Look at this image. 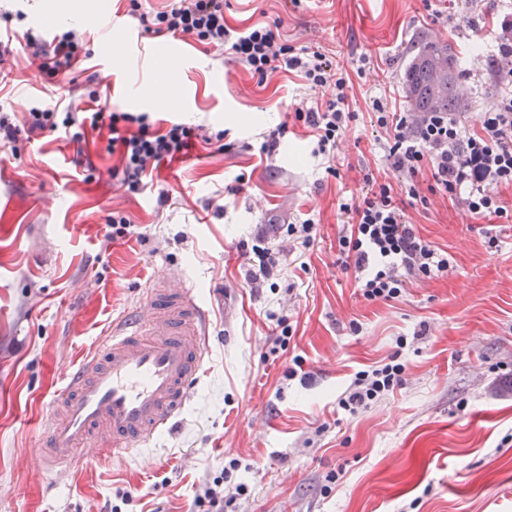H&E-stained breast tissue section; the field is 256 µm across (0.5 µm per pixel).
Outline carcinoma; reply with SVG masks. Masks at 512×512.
<instances>
[{
    "label": "carcinoma",
    "instance_id": "carcinoma-1",
    "mask_svg": "<svg viewBox=\"0 0 512 512\" xmlns=\"http://www.w3.org/2000/svg\"><path fill=\"white\" fill-rule=\"evenodd\" d=\"M413 60L406 71L411 105L418 112H456V57L451 43L439 37L421 35L409 47Z\"/></svg>",
    "mask_w": 512,
    "mask_h": 512
}]
</instances>
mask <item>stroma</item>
I'll list each match as a JSON object with an SVG mask.
<instances>
[{
    "label": "stroma",
    "instance_id": "stroma-1",
    "mask_svg": "<svg viewBox=\"0 0 512 512\" xmlns=\"http://www.w3.org/2000/svg\"><path fill=\"white\" fill-rule=\"evenodd\" d=\"M15 2L0 0V28L76 30L86 65L49 82L16 40L14 65L0 74V111H63L93 66L108 65L126 93L110 111L162 120L145 94L164 77L180 92L176 121L224 140L194 142L191 159L109 197L75 166L77 148L61 132L0 146V165L15 174L0 182V512H198L203 485L234 458L232 481L246 490L224 512H512V223L438 194L429 209H409L453 267L390 302L365 300L337 262L347 222L339 198L368 170L399 179L369 97L408 106L407 49L421 34L442 36L458 52L464 120L476 124L504 86L492 58L512 0H441L455 18L445 26L422 0H224L226 24L280 23L289 45L324 50L354 72L359 117L331 160L294 117L311 105L302 77L258 80L227 49L174 70L160 36H141L139 52L114 58L121 35L109 30V12L129 0ZM281 123L280 147L266 156L264 138ZM42 198L54 206L42 208ZM210 201L220 212L207 210ZM115 211L132 237L106 240ZM307 219L318 226L314 244L281 254L275 275L248 287L257 235L276 246L278 225ZM172 268L188 274L210 319L204 366L180 416L131 453L34 468L65 374ZM279 317L292 335L274 353ZM394 356L402 386L357 413L339 407L355 372ZM297 362L302 377L286 378Z\"/></svg>",
    "mask_w": 512,
    "mask_h": 512
}]
</instances>
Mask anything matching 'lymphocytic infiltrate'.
Listing matches in <instances>:
<instances>
[{
  "label": "lymphocytic infiltrate",
  "mask_w": 512,
  "mask_h": 512,
  "mask_svg": "<svg viewBox=\"0 0 512 512\" xmlns=\"http://www.w3.org/2000/svg\"><path fill=\"white\" fill-rule=\"evenodd\" d=\"M129 15L147 34H181L206 46L229 48L258 79L276 72L301 73L314 105L295 117L310 128L322 154L336 150L358 117L346 92L345 66L319 50L288 45L278 26L226 25L224 0H174L169 10L156 13L140 10L132 0ZM24 38L31 65L50 79L71 70L83 52V38L73 30L58 36L52 46L31 30ZM499 55L498 69L507 86L482 113L479 130L468 131L455 112H401L389 100L371 98L373 123L384 135L385 156L401 181L395 185L365 173L360 191L342 197L339 204L348 217L338 238L340 261L343 269L354 270L355 286L366 300L389 302L402 297L409 284L448 273L447 251L425 239L407 218L409 208L428 207L431 195L462 201L470 213L512 222V210L500 199L501 188L512 187V37L502 38ZM90 125L108 128L107 148L121 162L112 177L130 190L139 188L156 162L176 158L193 140L207 137L200 125L172 122L158 128L146 112L89 116L71 103L63 112L34 105L19 119L1 113L0 145L35 141L60 128L78 144ZM423 173L428 183H421ZM403 373V364L395 362L356 372L340 407L356 413L399 387Z\"/></svg>",
  "instance_id": "obj_1"
}]
</instances>
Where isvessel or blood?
<instances>
[{"label":"vessel or blood","instance_id":"vessel-or-blood-1","mask_svg":"<svg viewBox=\"0 0 512 512\" xmlns=\"http://www.w3.org/2000/svg\"><path fill=\"white\" fill-rule=\"evenodd\" d=\"M208 334L206 311L182 270L149 283L136 314L67 374L36 466H66L79 454L119 456L169 427L203 367Z\"/></svg>","mask_w":512,"mask_h":512}]
</instances>
